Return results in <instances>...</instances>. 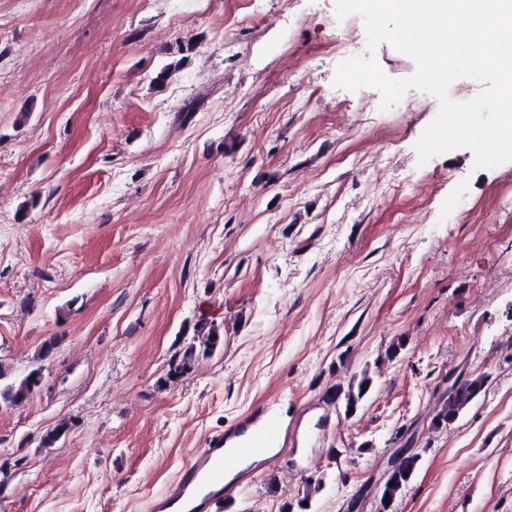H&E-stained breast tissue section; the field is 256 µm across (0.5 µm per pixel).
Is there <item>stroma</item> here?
I'll use <instances>...</instances> for the list:
<instances>
[{
	"instance_id": "stroma-1",
	"label": "stroma",
	"mask_w": 512,
	"mask_h": 512,
	"mask_svg": "<svg viewBox=\"0 0 512 512\" xmlns=\"http://www.w3.org/2000/svg\"><path fill=\"white\" fill-rule=\"evenodd\" d=\"M341 27L336 0H0V370L43 372L0 402V512H150L267 412L277 457L222 512H378L408 443L394 512H512V162L418 164L437 100L334 87ZM203 313L222 345L168 379ZM452 372L486 389L437 430ZM41 371V368H34L22 378L8 384L3 392L0 390V400L12 406L21 405L41 385L43 379ZM371 386V377L364 373L356 384L350 383L347 390L336 388L333 400L343 404L345 413L354 412L369 393ZM362 388H366V391L362 392ZM350 407H353V411H350ZM421 458L422 455L418 450H411L408 454L396 460L392 467L388 484L379 492L380 502L383 499H388L389 504L394 507V503L399 494H401L412 481ZM392 480H395L394 486H390Z\"/></svg>"
}]
</instances>
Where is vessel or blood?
Returning <instances> with one entry per match:
<instances>
[{
	"instance_id": "obj_1",
	"label": "vessel or blood",
	"mask_w": 512,
	"mask_h": 512,
	"mask_svg": "<svg viewBox=\"0 0 512 512\" xmlns=\"http://www.w3.org/2000/svg\"><path fill=\"white\" fill-rule=\"evenodd\" d=\"M280 423L275 417L246 426L233 446L224 439H210L185 464L179 479L166 490L160 505L179 506L182 512H211L214 500L223 494L224 473L241 460L268 455L277 447Z\"/></svg>"
}]
</instances>
